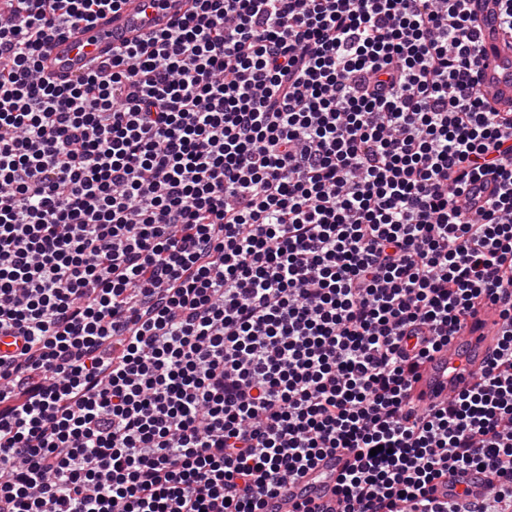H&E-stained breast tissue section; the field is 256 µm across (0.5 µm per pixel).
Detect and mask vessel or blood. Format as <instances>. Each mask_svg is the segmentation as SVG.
Masks as SVG:
<instances>
[{"mask_svg": "<svg viewBox=\"0 0 512 512\" xmlns=\"http://www.w3.org/2000/svg\"><path fill=\"white\" fill-rule=\"evenodd\" d=\"M191 0H123L119 10L99 17L91 25L64 30L49 41L42 61L44 73L57 83L83 75L91 61L110 58L113 47L147 39L185 15ZM469 7L479 17L482 64L478 89L488 102L512 103V39L504 36L496 0H471ZM500 308L489 303L457 330L448 347L432 354L413 384L416 405H445L458 391L471 385L497 348ZM343 454L326 456L318 466L297 481L288 483L268 498L264 512H292L295 504L311 502L316 512H342L337 493L340 475L351 465ZM466 492L471 502L484 496L486 476L478 471H454L441 479L438 490L448 487Z\"/></svg>", "mask_w": 512, "mask_h": 512, "instance_id": "b4317fda", "label": "vessel or blood"}]
</instances>
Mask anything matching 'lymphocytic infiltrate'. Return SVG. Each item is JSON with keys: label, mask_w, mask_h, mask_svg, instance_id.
I'll list each match as a JSON object with an SVG mask.
<instances>
[{"label": "lymphocytic infiltrate", "mask_w": 512, "mask_h": 512, "mask_svg": "<svg viewBox=\"0 0 512 512\" xmlns=\"http://www.w3.org/2000/svg\"><path fill=\"white\" fill-rule=\"evenodd\" d=\"M122 0L0 12V512H263L325 453L342 512H512V107L467 0H195L74 83ZM497 351L409 391L479 304ZM191 0H124L119 10L99 17L90 26L64 30L49 41L42 55L44 74L68 83L87 72L92 60L112 57V47L147 39L169 27L190 9ZM486 476L482 472L469 471L460 472L456 470L448 473V475L441 479L438 484L437 495L441 498V493L446 492L448 486H455V491L467 490V498L469 501L476 503L481 501L485 493Z\"/></svg>", "instance_id": "1"}]
</instances>
